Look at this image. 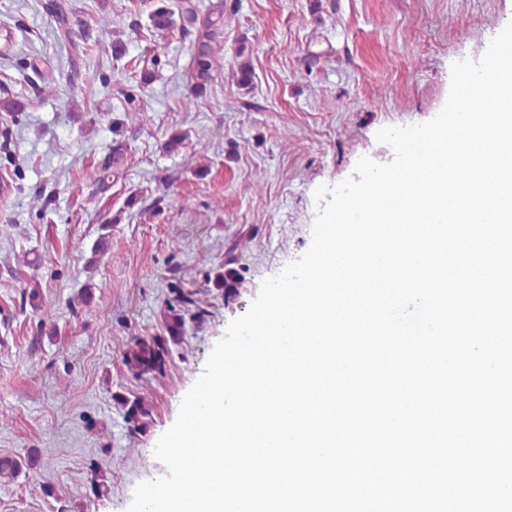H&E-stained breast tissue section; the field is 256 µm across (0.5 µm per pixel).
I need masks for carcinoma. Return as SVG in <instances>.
<instances>
[{
    "mask_svg": "<svg viewBox=\"0 0 512 512\" xmlns=\"http://www.w3.org/2000/svg\"><path fill=\"white\" fill-rule=\"evenodd\" d=\"M49 12L56 31L70 44L73 54L77 57L84 53L83 44L73 40L70 36L71 10L65 0H56L49 5ZM150 27L161 36L177 29L192 43V74L191 93L186 98V106L194 104V100L204 96L214 80L215 64L222 51L218 41V30L224 24V13L204 12L200 9L197 0H178L176 9L165 4L154 8L148 14ZM127 144L121 139L112 141V147L104 156L98 170L91 175L98 191L105 192L112 186L110 177L118 173L127 163ZM243 279L235 269H226L216 274L215 287L224 291V296L230 297L239 293ZM196 304L194 292L178 290L169 306L164 321L165 335L140 337L126 343L122 349V363L134 376L140 377L148 374H161L168 362L170 344L178 343L185 334L186 308ZM122 405L125 408L124 417L133 428L139 429L147 426V419L151 418L149 407L140 398H124ZM30 482L41 479L39 471L31 466H24L22 462L4 457L0 459V477L15 478L19 475Z\"/></svg>",
    "mask_w": 512,
    "mask_h": 512,
    "instance_id": "cac0c4a2",
    "label": "carcinoma"
}]
</instances>
